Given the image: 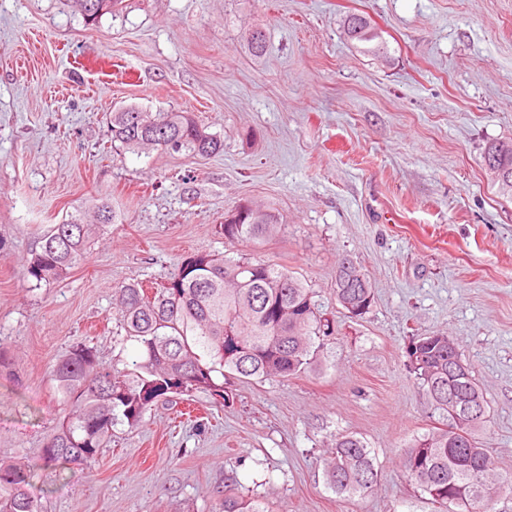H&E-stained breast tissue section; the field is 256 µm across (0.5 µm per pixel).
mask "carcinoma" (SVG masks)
<instances>
[{"label": "carcinoma", "instance_id": "1", "mask_svg": "<svg viewBox=\"0 0 512 512\" xmlns=\"http://www.w3.org/2000/svg\"><path fill=\"white\" fill-rule=\"evenodd\" d=\"M348 39L379 53L384 41L364 16L344 20ZM253 55L266 50L265 33H248ZM112 142L134 151H173L207 157L220 153L223 141L190 112H143L130 107L112 113ZM484 154L500 173L492 176L499 191L512 196V141L490 143ZM264 221L238 206L224 216L219 233L237 244H259L276 232L279 218L270 209ZM115 214L104 203L95 222L77 211L51 225L38 238L26 261V274L36 284L62 279L82 263L98 225L112 224ZM336 300L352 317L364 315L374 300L368 275L349 259L336 268ZM114 305L122 341L141 348V360L129 373L103 362L86 344L71 347L51 366L50 379L61 406L56 426L44 438L40 452L47 467L79 479L98 461L118 424L131 428L160 401L205 391L219 404L230 401L224 372L244 379L285 378L310 368L335 333L303 280L287 267L270 261L197 252L184 258L167 281L147 294L129 283L114 290ZM407 366L417 388L441 419L414 437L400 459L407 476L447 512H487L503 493L512 494V476L494 472L490 455L478 438L489 421L490 406L471 370H452L459 357L449 336H413L405 349ZM473 402L481 415L466 420L462 405ZM328 485L338 494L362 497L377 482L371 451L354 435L336 439L326 463ZM30 469L22 461L0 462V512H42L28 489ZM222 512H271L259 498L227 496Z\"/></svg>", "mask_w": 512, "mask_h": 512}]
</instances>
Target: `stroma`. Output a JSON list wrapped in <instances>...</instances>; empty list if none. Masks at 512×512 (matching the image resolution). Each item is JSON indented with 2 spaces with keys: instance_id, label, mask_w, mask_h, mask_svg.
I'll return each instance as SVG.
<instances>
[{
  "instance_id": "1",
  "label": "stroma",
  "mask_w": 512,
  "mask_h": 512,
  "mask_svg": "<svg viewBox=\"0 0 512 512\" xmlns=\"http://www.w3.org/2000/svg\"><path fill=\"white\" fill-rule=\"evenodd\" d=\"M367 16L388 53L345 40ZM267 37L251 55L246 31ZM191 112L221 153H137L114 112ZM512 140V0H123L85 23L66 0H0V459L26 458L45 512H217L225 496L273 512H433L399 455L434 426L411 378V336L444 332L491 405L480 435L512 474V199L482 156ZM108 202L84 262L36 284L40 233ZM272 207L279 233L233 246L224 214ZM288 267L336 321L316 368L265 381L230 374L229 404L193 395L195 421L158 403L120 424L91 477L46 474L58 414L49 368L77 343L123 369L114 288L164 282L196 251ZM349 257L374 302L349 316L333 292ZM363 439L378 482L336 494L324 462Z\"/></svg>"
}]
</instances>
